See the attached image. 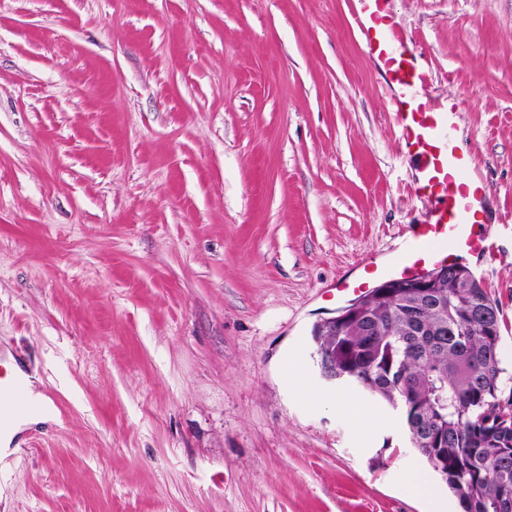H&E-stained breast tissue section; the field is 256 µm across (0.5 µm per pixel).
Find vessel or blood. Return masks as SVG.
Wrapping results in <instances>:
<instances>
[{
	"label": "vessel or blood",
	"mask_w": 512,
	"mask_h": 512,
	"mask_svg": "<svg viewBox=\"0 0 512 512\" xmlns=\"http://www.w3.org/2000/svg\"><path fill=\"white\" fill-rule=\"evenodd\" d=\"M352 4L362 40L385 75L392 122L414 166V192L433 199L435 205L419 223L407 225L395 247V259L364 258L358 277L338 279L335 290L341 296L365 292L385 278L424 277L442 265L494 257L489 236L477 229L487 185L470 176L471 162L454 144L460 101L443 102L430 93L431 79L408 48L391 0H352ZM22 390L21 379L0 375V428L34 413L54 414L49 402L21 399Z\"/></svg>",
	"instance_id": "vessel-or-blood-1"
}]
</instances>
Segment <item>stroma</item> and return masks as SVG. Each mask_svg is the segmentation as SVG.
<instances>
[{"label": "stroma", "mask_w": 512, "mask_h": 512, "mask_svg": "<svg viewBox=\"0 0 512 512\" xmlns=\"http://www.w3.org/2000/svg\"><path fill=\"white\" fill-rule=\"evenodd\" d=\"M347 2L0 0V361L56 406L0 512H427L412 471L463 512L312 358L428 205ZM392 8L463 101L512 388V0Z\"/></svg>", "instance_id": "obj_1"}]
</instances>
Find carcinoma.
<instances>
[{"mask_svg":"<svg viewBox=\"0 0 512 512\" xmlns=\"http://www.w3.org/2000/svg\"><path fill=\"white\" fill-rule=\"evenodd\" d=\"M312 339L319 369L337 383L352 374L389 406L405 403L420 454L472 512H512V406L485 415L502 389L500 310L467 267L433 297L369 299Z\"/></svg>","mask_w":512,"mask_h":512,"instance_id":"obj_1","label":"carcinoma"}]
</instances>
